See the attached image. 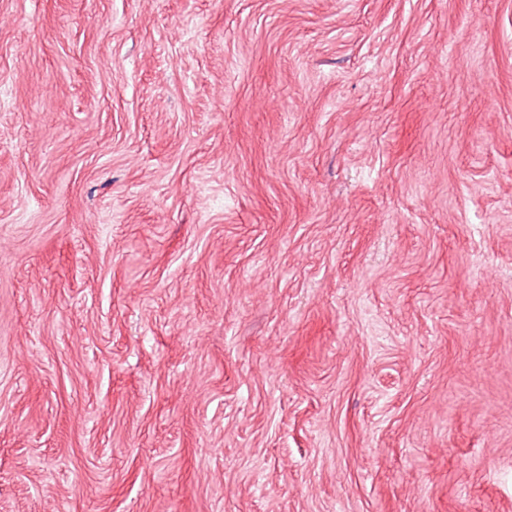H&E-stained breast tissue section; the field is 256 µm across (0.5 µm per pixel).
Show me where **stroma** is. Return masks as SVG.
<instances>
[{
  "label": "stroma",
  "instance_id": "1",
  "mask_svg": "<svg viewBox=\"0 0 512 512\" xmlns=\"http://www.w3.org/2000/svg\"><path fill=\"white\" fill-rule=\"evenodd\" d=\"M0 512H512V0H0Z\"/></svg>",
  "mask_w": 512,
  "mask_h": 512
}]
</instances>
